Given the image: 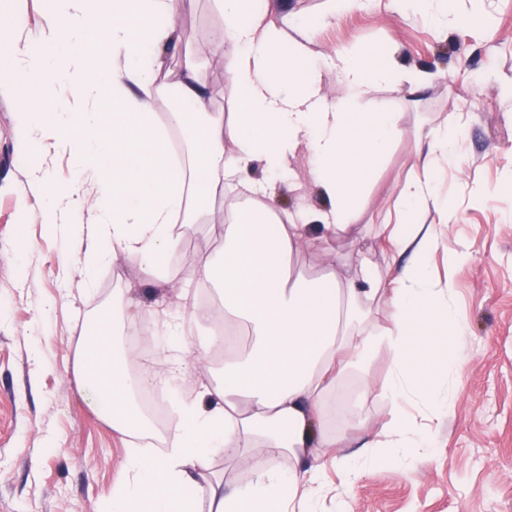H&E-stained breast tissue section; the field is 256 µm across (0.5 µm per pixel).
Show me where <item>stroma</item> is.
<instances>
[{
	"label": "stroma",
	"instance_id": "obj_1",
	"mask_svg": "<svg viewBox=\"0 0 512 512\" xmlns=\"http://www.w3.org/2000/svg\"><path fill=\"white\" fill-rule=\"evenodd\" d=\"M291 26L321 22L312 46V66L323 74L324 93L339 97L332 66L337 51L360 60L386 56L407 70H425L432 82L421 90L383 84L361 103L366 112H401L407 131L369 172L360 200L358 233L313 239L298 262L317 272L324 252L341 262L369 259L381 272L402 267L377 235L388 220L411 223L399 207L398 191L420 175L416 137L447 124L458 134L431 172L434 192L448 200L456 220L429 260L435 281H453V303L462 328L448 335L459 373L438 380L453 400L441 427L427 429L434 446L421 461L378 465L353 490L341 483L336 449L321 460L317 512H512V101L500 87L512 80V0H449L461 15L481 10L487 27L438 31L422 13L400 14L391 0L369 7L331 11L329 0H285ZM185 42L198 47L221 24L209 0L178 17ZM11 101L0 99V512H107L125 481L128 438L83 388L78 345L91 319L111 311L113 295L126 292L143 310L175 309L170 289L130 262L95 271L85 290L88 261L65 239L39 222L17 223L25 163L13 150ZM493 194L474 203L475 184ZM31 242L17 252L18 236ZM451 249L467 250L466 264L449 267ZM51 309H44V302ZM361 377L350 374L332 403L355 405L363 438L372 439L392 409L377 396L360 398Z\"/></svg>",
	"mask_w": 512,
	"mask_h": 512
}]
</instances>
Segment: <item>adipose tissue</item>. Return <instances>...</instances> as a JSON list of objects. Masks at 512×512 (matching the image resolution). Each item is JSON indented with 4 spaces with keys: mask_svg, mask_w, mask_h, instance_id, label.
I'll list each match as a JSON object with an SVG mask.
<instances>
[{
    "mask_svg": "<svg viewBox=\"0 0 512 512\" xmlns=\"http://www.w3.org/2000/svg\"><path fill=\"white\" fill-rule=\"evenodd\" d=\"M196 0H109L112 26L102 48L106 60L91 68L86 39L98 16L93 0H46L44 23L30 28L22 7L0 12L7 41V76L0 98L13 101L15 150L23 158L40 153L46 139L70 138L76 145L77 182L58 188L47 168H27L18 187L35 201L41 223L64 230L90 267L124 256L155 282L176 290L177 314L145 313L123 301L112 315L96 317L80 346L81 373L94 389L112 425L131 439L127 478L112 497L109 512H197V479L215 455L252 459L251 480L226 489L210 488L209 512H316L318 473L311 461L321 449L337 448L347 434L337 424L350 417L327 397L351 372L367 373L375 353L391 356L380 395L396 411L373 449L360 458L341 456L347 485H355L375 462L378 448L412 461L428 442L404 413L417 406L429 421L444 418L449 395L419 391L418 366L437 359L438 371L453 374L457 363L443 349L460 320L451 302L452 285L434 283L426 259L455 220L453 208L433 192L427 178L405 182L399 203L407 211L434 208L437 224H383L379 234L396 255L410 262L383 280L367 260L356 269L326 257L315 275L298 269L296 258L310 243L356 232L364 161L385 155L406 132L405 115L359 111L377 85L403 80L423 86L426 71H402L387 58L368 64L345 51L336 54L344 89L328 100L323 76L309 66L316 34L309 25L289 33L287 20H273L276 0H210L221 26L202 54L226 57L230 83L243 92L231 117L209 109L208 76L186 53L180 78L160 82L162 47L181 36L175 20ZM401 12L422 10L443 29L484 24L482 15L450 11L447 0H395ZM69 85L70 94L56 87ZM116 109H95L99 92ZM175 92L181 106L157 119V99ZM183 137L174 152L172 133ZM313 165L311 181L331 203L325 214L294 223L276 202L274 184L292 171L298 154ZM266 173L256 179L255 169ZM92 185L90 195L79 192ZM249 203L218 219L215 203L224 193ZM224 223V245L201 241L197 256L170 272L164 258L178 255L197 225ZM213 284L224 305V323L241 340L188 336L185 326L202 312L188 286ZM387 302L386 323L373 321L374 306ZM151 315V336L167 337L171 351L159 362L172 391L174 415L161 452H150L153 422L142 412L129 377L134 352L117 348L126 323ZM225 353L224 375L193 384L210 372L214 351Z\"/></svg>",
    "mask_w": 512,
    "mask_h": 512,
    "instance_id": "1",
    "label": "adipose tissue"
}]
</instances>
